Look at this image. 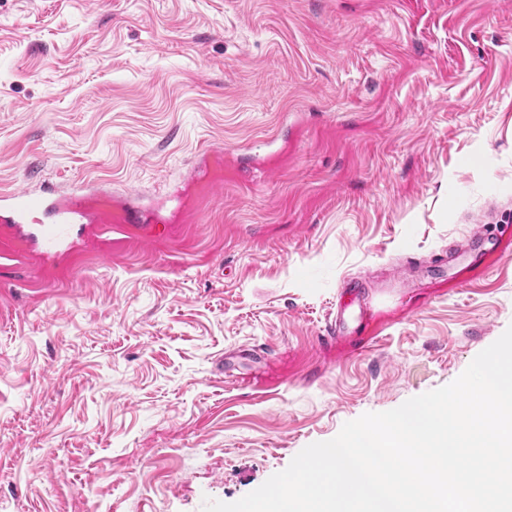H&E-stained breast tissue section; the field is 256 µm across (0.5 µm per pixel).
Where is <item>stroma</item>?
I'll use <instances>...</instances> for the list:
<instances>
[{"instance_id":"35a3bbf8","label":"stroma","mask_w":512,"mask_h":512,"mask_svg":"<svg viewBox=\"0 0 512 512\" xmlns=\"http://www.w3.org/2000/svg\"><path fill=\"white\" fill-rule=\"evenodd\" d=\"M43 184L140 230L0 265V512L237 501L512 325V0H0Z\"/></svg>"}]
</instances>
